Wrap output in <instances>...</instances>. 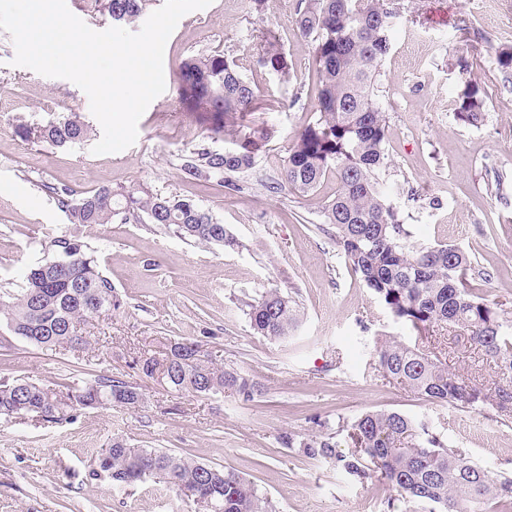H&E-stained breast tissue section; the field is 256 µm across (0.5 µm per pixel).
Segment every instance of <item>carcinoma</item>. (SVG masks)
I'll return each mask as SVG.
<instances>
[{
  "label": "carcinoma",
  "mask_w": 512,
  "mask_h": 512,
  "mask_svg": "<svg viewBox=\"0 0 512 512\" xmlns=\"http://www.w3.org/2000/svg\"><path fill=\"white\" fill-rule=\"evenodd\" d=\"M91 16L132 26L158 0H78ZM412 0H297L293 22L308 42L319 80L316 117L288 150L283 186L288 191L316 192L326 178H336V191L322 205L323 223L351 271L359 276L395 318L423 335L443 325L463 331L470 344L491 362L496 381L487 388L469 374L448 366L434 346L408 345L395 337L376 342L375 369L432 402L457 408L492 410L512 417V318L499 303H488L464 282L471 268L468 255L453 244L428 246L416 241L388 201L389 188L379 172L387 167L386 115L380 107L378 82L389 32ZM261 63L276 72L286 69L274 31L263 32ZM181 109L206 127L213 138H227L224 116L243 119L257 110L256 88L222 54L188 57L176 81ZM487 92L464 80L457 120L477 126L484 119ZM13 133L26 143L51 147L85 142L90 126L77 112L46 123L18 122ZM248 148L222 152L195 149L182 158L180 170L191 179L224 175V187L237 188L236 178L253 169ZM69 224H110L117 216L147 220L180 237L208 247H234L237 240L207 209L194 200L163 194L139 183L114 190L101 186L78 193L47 187ZM53 256L29 270L22 288L0 290V321L12 335L55 351L76 353L89 345L79 334L87 319L121 303L112 283L98 270L96 258L71 231L51 242ZM252 329L286 342L297 330L301 313L292 296L270 288L245 303ZM199 345L176 344L158 360L137 362L152 378L166 366L168 387L198 395L230 393L251 401L260 391L256 378L231 365L215 367L197 356ZM144 400L140 387L107 376L84 385L54 386L35 379H0V418L67 421L86 408L118 406L135 409ZM353 447L339 448L338 432H284L280 442L308 459L321 461L364 484L381 482L392 495L388 512L398 505H428L429 512H492V505L512 506V477L493 474L472 462L442 436L407 415L389 410L367 411L350 426ZM105 475L121 486L157 479L189 505L205 498L214 512H279L249 479L233 469H220L192 457L155 448H135L119 437L95 459L92 475Z\"/></svg>",
  "instance_id": "1"
}]
</instances>
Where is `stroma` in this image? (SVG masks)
I'll return each mask as SVG.
<instances>
[{
	"instance_id": "obj_1",
	"label": "stroma",
	"mask_w": 512,
	"mask_h": 512,
	"mask_svg": "<svg viewBox=\"0 0 512 512\" xmlns=\"http://www.w3.org/2000/svg\"><path fill=\"white\" fill-rule=\"evenodd\" d=\"M294 0H213L184 15L167 41V87L138 122L128 149L104 155L91 143L50 148L21 141L15 120L42 123L57 115L90 116L86 93L71 81L13 65L15 46L0 30V289L18 287L68 231L47 185L119 190L136 182L190 198L209 209L238 240L208 249L156 224L113 219L82 236L111 281L120 308L82 325L90 346L80 356L40 349L0 323V379L74 384L100 375L142 387L136 409H82L60 424L0 421V512H190L164 485L118 487L92 476L93 461L113 438L134 446L189 454L250 479L279 512H387L386 485L360 484L284 447L279 436L352 422L369 410H394L428 424L449 447L512 477V419L485 410L431 402L377 376L378 338L415 344L353 274L329 225L323 202L336 190L281 189L288 149L315 118L318 75L310 48L292 21ZM273 29L285 72L261 66L260 33ZM512 46V0H491L483 13L471 0H414L390 36L379 102L388 118L384 177L392 206L416 240L449 243L473 265L471 288L512 313V71L496 53ZM220 53L233 59L258 93L257 164L236 191L217 177L184 178L181 157L207 140L203 125L181 112L173 80L187 57ZM470 77L487 91L482 126L459 122L455 104ZM277 288L294 297L302 322L275 342L255 334L244 302ZM435 337L453 367L491 384L482 352L459 331ZM195 341L204 360L255 376L253 401L176 392L146 377L136 362L160 357L174 342Z\"/></svg>"
}]
</instances>
